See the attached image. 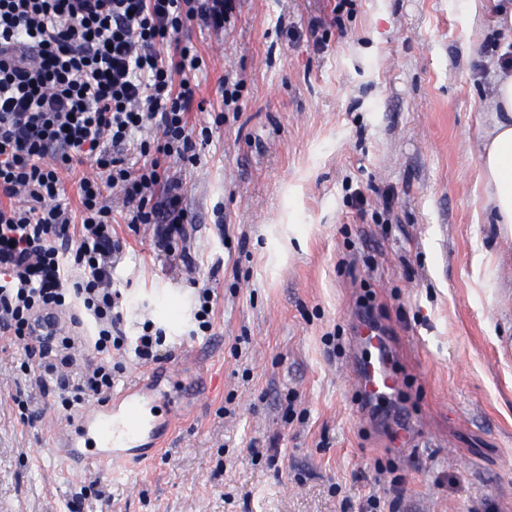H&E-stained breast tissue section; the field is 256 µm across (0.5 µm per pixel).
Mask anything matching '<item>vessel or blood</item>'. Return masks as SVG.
Masks as SVG:
<instances>
[{
  "instance_id": "obj_1",
  "label": "vessel or blood",
  "mask_w": 512,
  "mask_h": 512,
  "mask_svg": "<svg viewBox=\"0 0 512 512\" xmlns=\"http://www.w3.org/2000/svg\"><path fill=\"white\" fill-rule=\"evenodd\" d=\"M358 332L370 354L352 363L348 381L364 398L378 400L397 386L389 368V344L371 322H364ZM159 393L152 375L113 395L92 413L60 423L54 431L58 455L71 468L88 474L129 466L138 457L134 441L153 429Z\"/></svg>"
}]
</instances>
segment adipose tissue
Segmentation results:
<instances>
[{
  "label": "adipose tissue",
  "instance_id": "obj_1",
  "mask_svg": "<svg viewBox=\"0 0 512 512\" xmlns=\"http://www.w3.org/2000/svg\"><path fill=\"white\" fill-rule=\"evenodd\" d=\"M493 110L489 112L477 144L485 207L498 232L512 235V72H499L495 80Z\"/></svg>",
  "mask_w": 512,
  "mask_h": 512
}]
</instances>
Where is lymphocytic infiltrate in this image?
<instances>
[{
	"mask_svg": "<svg viewBox=\"0 0 512 512\" xmlns=\"http://www.w3.org/2000/svg\"><path fill=\"white\" fill-rule=\"evenodd\" d=\"M236 0H0V346L36 342L21 363L57 409L112 393V357L155 359L164 329L121 330L112 267L126 247L112 230L106 189L129 226L151 228L157 250L196 271L172 164L196 165L190 114L200 108L202 58L188 26L222 34ZM93 163L69 207L62 172ZM89 320L83 367L70 336L36 338L43 312Z\"/></svg>",
	"mask_w": 512,
	"mask_h": 512,
	"instance_id": "obj_1",
	"label": "lymphocytic infiltrate"
}]
</instances>
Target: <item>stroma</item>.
Returning <instances> with one entry per match:
<instances>
[{"label":"stroma","instance_id":"stroma-1","mask_svg":"<svg viewBox=\"0 0 512 512\" xmlns=\"http://www.w3.org/2000/svg\"><path fill=\"white\" fill-rule=\"evenodd\" d=\"M335 4L240 0L223 39L192 30L194 124L224 74L245 82L183 174L203 269L119 223L112 280L127 336L166 331L162 361L120 358L115 391L190 357L198 390L99 501L53 451L60 415L24 347L0 350V512H361L372 495L381 512H512V238L486 221L476 152L504 34L474 0H353L338 23ZM200 281L208 336L191 333ZM364 316L399 344L380 408L342 376ZM411 424L412 451L392 447Z\"/></svg>","mask_w":512,"mask_h":512}]
</instances>
